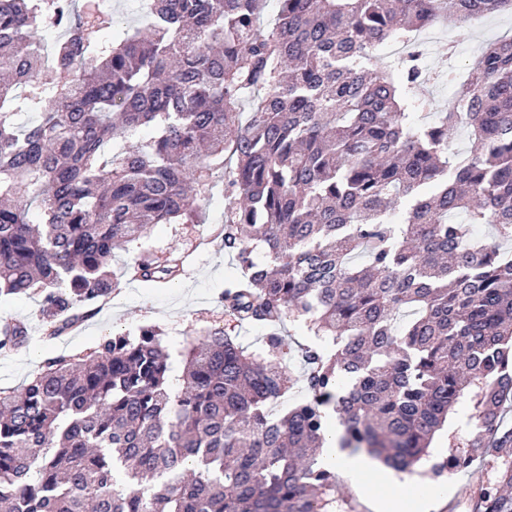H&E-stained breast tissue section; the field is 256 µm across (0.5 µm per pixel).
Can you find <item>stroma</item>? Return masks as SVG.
I'll return each instance as SVG.
<instances>
[{
	"label": "stroma",
	"mask_w": 512,
	"mask_h": 512,
	"mask_svg": "<svg viewBox=\"0 0 512 512\" xmlns=\"http://www.w3.org/2000/svg\"><path fill=\"white\" fill-rule=\"evenodd\" d=\"M508 35H512L511 14L491 15L475 27L445 21L429 32L427 63L436 66L452 45L456 48L454 69L467 72L483 45ZM203 213L200 224L155 225L146 238L112 258L111 270L121 277L125 265L139 258L160 261L172 254L182 257L184 271L168 287H150L121 277L119 288L107 301L97 304L95 315L56 341L47 339L40 296L1 295L0 322L25 324L28 338L20 347L0 351V389H20L46 359L89 351L114 333L136 336L144 326L163 330L172 369L177 373L183 368L180 351L184 340L210 329H222L250 349L261 347L264 329L239 323L225 311L221 300L225 282L239 272L235 259L225 253L216 236L224 223L223 186H216L206 198Z\"/></svg>",
	"instance_id": "stroma-1"
}]
</instances>
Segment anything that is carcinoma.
I'll return each instance as SVG.
<instances>
[{
    "label": "carcinoma",
    "mask_w": 512,
    "mask_h": 512,
    "mask_svg": "<svg viewBox=\"0 0 512 512\" xmlns=\"http://www.w3.org/2000/svg\"><path fill=\"white\" fill-rule=\"evenodd\" d=\"M268 2L148 0L146 26L117 31L100 0H0V295L43 296L65 331L118 288L115 253L200 223L188 184L222 181L241 270L222 301L269 329L255 351L220 330L186 340L177 390L155 327L0 390V512H354L319 460L331 418L340 447L412 474L463 399L470 428L430 471L494 444L468 509L512 512V36L462 78L418 50L377 70L386 43L512 0H276L265 27ZM430 80L457 83L456 105L422 125ZM479 224L493 238L467 240ZM179 272L172 256L125 276ZM286 322L311 340L305 397L284 409ZM25 336L3 326L0 349Z\"/></svg>",
    "instance_id": "cac0c4a2"
}]
</instances>
